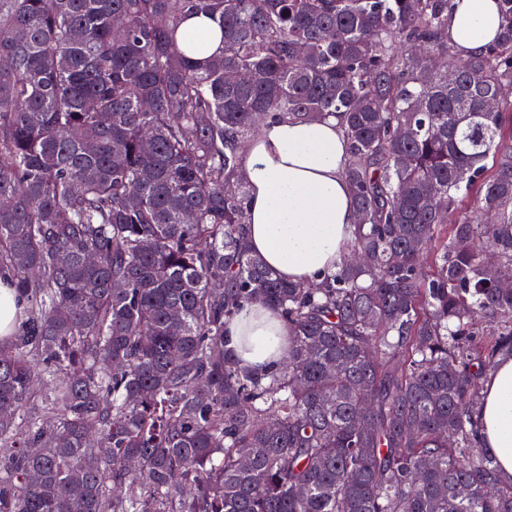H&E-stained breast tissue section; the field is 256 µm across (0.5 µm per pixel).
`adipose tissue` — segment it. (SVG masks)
<instances>
[{
	"mask_svg": "<svg viewBox=\"0 0 512 512\" xmlns=\"http://www.w3.org/2000/svg\"><path fill=\"white\" fill-rule=\"evenodd\" d=\"M498 30L494 0H453L448 40L461 56L483 52ZM348 159L334 119L285 115L244 147L248 245L282 280L318 281L346 255L358 220L344 178ZM226 334L236 356L259 371L277 367L286 354L284 320L261 305L244 306ZM486 389L479 412L484 441L502 471L512 475V360L499 367Z\"/></svg>",
	"mask_w": 512,
	"mask_h": 512,
	"instance_id": "obj_1",
	"label": "adipose tissue"
}]
</instances>
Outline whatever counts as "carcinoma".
<instances>
[{
    "label": "carcinoma",
    "instance_id": "obj_1",
    "mask_svg": "<svg viewBox=\"0 0 512 512\" xmlns=\"http://www.w3.org/2000/svg\"><path fill=\"white\" fill-rule=\"evenodd\" d=\"M496 2L462 59L450 0H0V512H512L478 419L512 360ZM280 114L347 140L350 256L311 287L246 244L240 151ZM246 303L288 322L276 371L226 346ZM185 34L199 35L204 43L194 57L200 61L222 50L221 34L218 26L205 16L190 17L182 26ZM19 305L14 293L5 286H0V338L10 336L18 327Z\"/></svg>",
    "mask_w": 512,
    "mask_h": 512
}]
</instances>
